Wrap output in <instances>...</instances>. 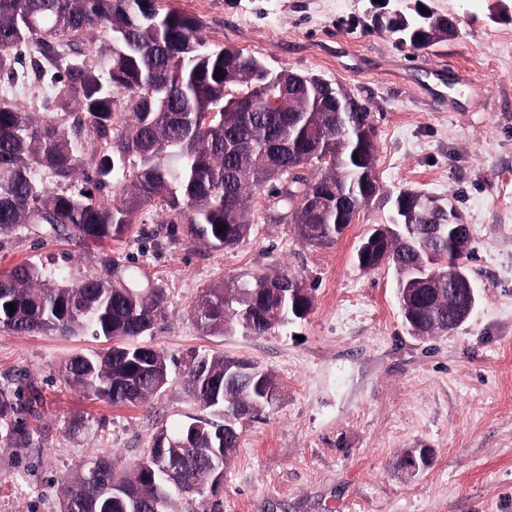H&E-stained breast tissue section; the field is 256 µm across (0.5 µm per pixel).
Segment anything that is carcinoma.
<instances>
[{
    "label": "carcinoma",
    "instance_id": "1",
    "mask_svg": "<svg viewBox=\"0 0 512 512\" xmlns=\"http://www.w3.org/2000/svg\"><path fill=\"white\" fill-rule=\"evenodd\" d=\"M386 23L413 50L452 39L445 16L427 0H403ZM97 27L108 30V42L81 50L79 39ZM201 31L199 19L162 0H0V78L18 79L27 57L44 90L32 107L0 95V238L29 224L49 238L121 241L156 207L168 223L181 225L188 241L223 250L248 237L251 203L266 190L270 218L290 219L303 243L336 242L368 204L371 179L378 178L369 109L356 101L349 125L319 90H304L288 81V72H273L236 49L210 47ZM283 86L295 95L289 108L273 103ZM88 140L97 144L90 156ZM128 164L132 180L119 201L98 199L126 178ZM407 194L409 223L381 227L377 249L365 257L356 252V262L365 271L383 262L394 266L396 288L406 289L399 299L405 325L411 335L429 338L448 332L446 270L469 248L455 250L448 232H438L448 227L453 210L422 193ZM108 264L107 278L78 282L60 270L49 278L34 262L0 275V329L121 341L69 358L60 375L97 399L140 405L163 388L146 366L165 369L167 362L162 352L126 340L150 333L166 318L167 297L161 287L142 284L129 257ZM312 305L301 279L263 273L205 289L192 317L205 335L261 336L304 317ZM237 363L205 354L189 368L191 394L207 409L213 388L202 376L217 382L232 420L229 453L238 445L236 421L271 407L255 399L254 377L263 378L269 392L278 389L257 363L256 375L224 380V370ZM39 407L38 399L23 405L17 391L0 386V420L13 423L8 437L16 447L28 446V417L38 418ZM195 423L191 434L186 425L160 431L155 440L167 436L185 444L150 448V466L119 470L108 456L95 461L108 483L133 497L106 494L80 468L66 484L60 512H134L156 503L169 512L173 495L205 493V459L214 453L221 422Z\"/></svg>",
    "mask_w": 512,
    "mask_h": 512
}]
</instances>
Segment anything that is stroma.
Here are the masks:
<instances>
[{"label": "stroma", "mask_w": 512, "mask_h": 512, "mask_svg": "<svg viewBox=\"0 0 512 512\" xmlns=\"http://www.w3.org/2000/svg\"><path fill=\"white\" fill-rule=\"evenodd\" d=\"M168 2L200 19L208 45L274 71L318 74L366 102L387 192L439 198L469 224L463 263L477 305L448 334H408L394 268L364 271L354 261L366 229L393 218L383 202L364 207L326 247L270 222L264 194L252 205L249 236L229 250L188 243L161 214L103 244L43 241L19 229L0 245V272L34 261L76 281L107 277V258L135 259L167 295L166 320L136 343L164 353L168 383L141 406L94 400L58 370L107 341L0 330V385L43 400L31 447H14L0 421V512H60L79 462L107 454L131 468L160 429L210 418L187 384L189 363L202 354L257 362L279 386L263 415L237 425L222 512H512V14L491 19V0H429L459 23L455 38L426 52L367 32V0ZM458 71L469 86L455 82ZM265 272L311 285L304 318L261 336L198 330L189 311L203 289ZM419 446L432 450L431 465L414 477L398 472L396 460Z\"/></svg>", "instance_id": "obj_1"}]
</instances>
